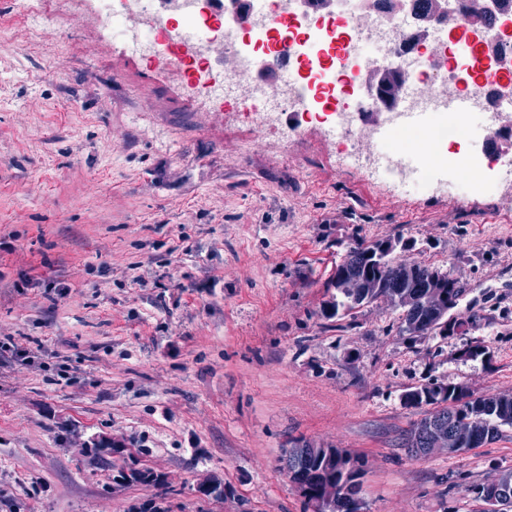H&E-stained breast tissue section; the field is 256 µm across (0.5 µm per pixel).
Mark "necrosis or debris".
Here are the masks:
<instances>
[{"mask_svg":"<svg viewBox=\"0 0 512 512\" xmlns=\"http://www.w3.org/2000/svg\"><path fill=\"white\" fill-rule=\"evenodd\" d=\"M111 2L20 0L19 8L30 22L49 15L61 21L86 17L91 25H105L125 52L146 59L160 42L171 43L166 68L178 83L213 76L212 59L224 54L238 76L236 100L259 130H338L355 165L384 158L387 177L425 191L443 175L465 177L464 197L500 189V180L482 176L489 153L449 118L448 107L466 97L482 117L485 142L497 140L512 118V67L498 58L500 47L512 45V0L492 6L484 22L461 17L451 26L418 24L424 0H404L394 9L375 0H224L220 16L210 0H166L167 14L178 24L174 34L155 28L153 0H128L121 11ZM274 9L308 21L289 31L294 63L265 96L251 73L278 52L279 38L267 24ZM395 53L402 73L397 96L389 103L366 96L375 65ZM287 112L294 115L288 124L282 121Z\"/></svg>","mask_w":512,"mask_h":512,"instance_id":"obj_1","label":"necrosis or debris"}]
</instances>
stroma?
Wrapping results in <instances>:
<instances>
[{
  "label": "stroma",
  "instance_id": "stroma-1",
  "mask_svg": "<svg viewBox=\"0 0 512 512\" xmlns=\"http://www.w3.org/2000/svg\"><path fill=\"white\" fill-rule=\"evenodd\" d=\"M204 99L106 28L0 0V331L49 355L0 359V512L150 497L90 463L98 433L165 474L171 512H312L282 468L300 440L362 459L363 512H484L474 489L512 472V428L414 458L424 410L404 396L512 394V186L461 203L444 182L381 185L342 140L267 135ZM397 237L395 259L458 282L454 334L411 335L383 299L324 316L347 249ZM212 476L223 499L196 491Z\"/></svg>",
  "mask_w": 512,
  "mask_h": 512
}]
</instances>
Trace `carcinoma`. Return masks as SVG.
Segmentation results:
<instances>
[{"label":"carcinoma","mask_w":512,"mask_h":512,"mask_svg":"<svg viewBox=\"0 0 512 512\" xmlns=\"http://www.w3.org/2000/svg\"><path fill=\"white\" fill-rule=\"evenodd\" d=\"M401 239L378 240L370 244L361 243L348 250L345 260L336 266L330 276L327 287L334 286V279L339 276L357 278L366 283V287L356 294L336 293L324 307L327 318L347 316L353 310L379 297L402 309L405 331L423 333L429 330L427 324L417 318L416 310L427 294L439 285L448 288L452 303H457L461 288L448 273L437 268L419 265L407 269L391 258V253ZM448 406L441 412L448 422L461 418L477 434L488 441H494L502 435L501 427L512 426V395L502 399L500 395L475 396L458 385L446 386ZM433 411H425L424 417L415 423L406 435L403 447L412 456H418L413 450L414 443L427 431ZM125 443L124 439L97 435L89 440V450L95 464L107 470L117 472V477L125 485H141L162 488L166 484L165 476L151 468H138L136 461L116 456V448ZM324 479L316 464L295 473L290 477L294 484H305L310 490H316ZM166 493L160 492L145 500L140 506L131 507L128 512H171L165 506Z\"/></svg>","instance_id":"1"}]
</instances>
